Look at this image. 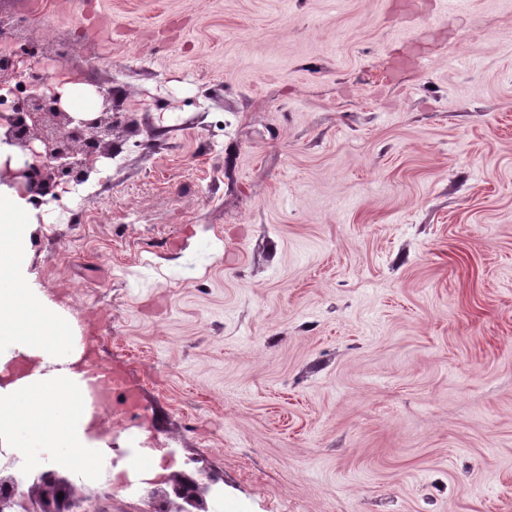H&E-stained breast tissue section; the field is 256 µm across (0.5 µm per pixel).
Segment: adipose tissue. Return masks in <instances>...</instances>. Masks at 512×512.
<instances>
[{
	"label": "adipose tissue",
	"mask_w": 512,
	"mask_h": 512,
	"mask_svg": "<svg viewBox=\"0 0 512 512\" xmlns=\"http://www.w3.org/2000/svg\"><path fill=\"white\" fill-rule=\"evenodd\" d=\"M29 214L27 199L0 185V374L20 359L33 366L22 379L0 381V442L33 470L72 460L92 470L107 452L72 395L82 375L68 352L69 329L24 279Z\"/></svg>",
	"instance_id": "adipose-tissue-1"
}]
</instances>
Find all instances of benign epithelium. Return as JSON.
<instances>
[{
	"label": "benign epithelium",
	"mask_w": 512,
	"mask_h": 512,
	"mask_svg": "<svg viewBox=\"0 0 512 512\" xmlns=\"http://www.w3.org/2000/svg\"><path fill=\"white\" fill-rule=\"evenodd\" d=\"M49 65L28 54L20 45L0 57V88L23 86L25 95L5 109L0 98V145L19 150L16 162L0 164V184L6 183L30 196L39 206L44 197L58 199L89 177L88 161L110 154L112 147V91L102 86L100 112H69L59 88L62 80L48 75ZM25 471L16 458L0 463V512H18L17 491ZM53 470L39 472L31 486V507L24 512H70L74 502L59 500ZM178 502L174 512H208L206 498L213 482H200L183 474L171 483Z\"/></svg>",
	"instance_id": "obj_1"
}]
</instances>
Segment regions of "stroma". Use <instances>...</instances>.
Masks as SVG:
<instances>
[{
    "label": "stroma",
    "instance_id": "35a3bbf8",
    "mask_svg": "<svg viewBox=\"0 0 512 512\" xmlns=\"http://www.w3.org/2000/svg\"><path fill=\"white\" fill-rule=\"evenodd\" d=\"M43 2L113 155L24 277L145 404L76 495L150 512L140 448L211 512H512V0ZM216 481V479H211L210 482H199L187 474H181L179 479L171 483V491L176 499L181 500L191 509L174 502L175 510H166L165 512H208L206 498L214 493L213 483Z\"/></svg>",
    "mask_w": 512,
    "mask_h": 512
}]
</instances>
